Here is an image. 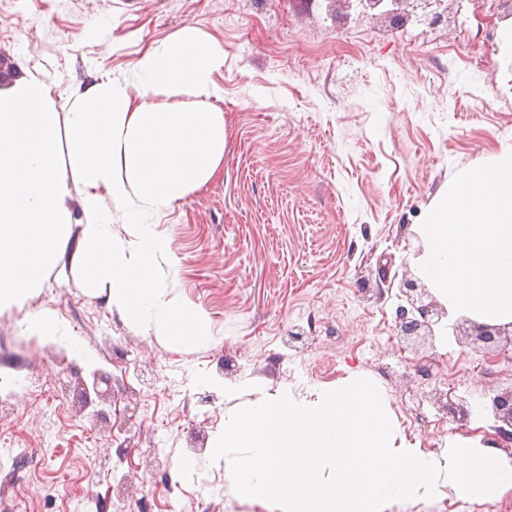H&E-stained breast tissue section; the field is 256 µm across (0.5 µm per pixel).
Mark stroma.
Returning <instances> with one entry per match:
<instances>
[{"label": "stroma", "instance_id": "stroma-1", "mask_svg": "<svg viewBox=\"0 0 512 512\" xmlns=\"http://www.w3.org/2000/svg\"><path fill=\"white\" fill-rule=\"evenodd\" d=\"M187 23L224 47V161L148 222L170 247L157 286L201 311L209 334L180 346L145 333L80 288V260L65 257L0 313V512L20 496L29 512H78L91 494L97 512L125 499L139 512H270L209 460L225 418L284 389L315 399L353 374L424 451L477 438L512 458L492 406L512 388V339L492 351L449 329L394 335V288L417 276L427 211L456 173L495 161L512 129V87L497 80L512 71L500 41L512 10L494 0L470 28L454 17L431 29L328 0H0V58L50 87L63 125L71 92L132 78ZM21 29L33 34L22 47ZM36 310L77 349L25 331ZM461 355L473 367L449 383ZM98 370L112 375L110 400L81 399Z\"/></svg>", "mask_w": 512, "mask_h": 512}]
</instances>
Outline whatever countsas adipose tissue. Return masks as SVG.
I'll use <instances>...</instances> for the list:
<instances>
[{"instance_id":"1","label":"adipose tissue","mask_w":512,"mask_h":512,"mask_svg":"<svg viewBox=\"0 0 512 512\" xmlns=\"http://www.w3.org/2000/svg\"><path fill=\"white\" fill-rule=\"evenodd\" d=\"M223 67V45L186 24L139 57L134 80L106 78L78 93L66 126L34 77L0 87V312L32 297L72 251L84 287L106 292L129 319L182 344L206 335L202 312L157 287L153 264L169 245L146 218L205 186L223 162ZM115 206L124 239L112 231Z\"/></svg>"}]
</instances>
